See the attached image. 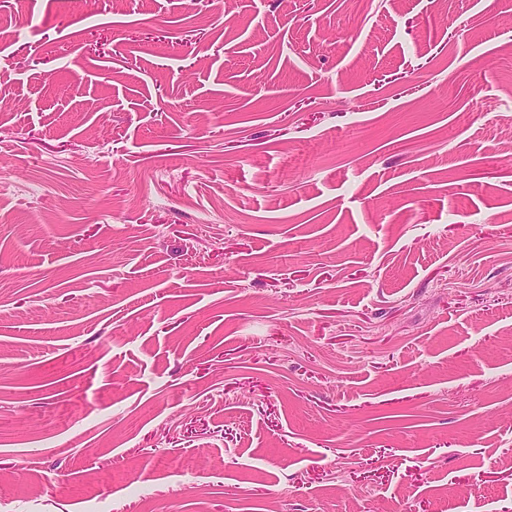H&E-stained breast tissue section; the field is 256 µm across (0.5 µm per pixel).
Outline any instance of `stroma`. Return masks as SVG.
Returning a JSON list of instances; mask_svg holds the SVG:
<instances>
[{
  "mask_svg": "<svg viewBox=\"0 0 512 512\" xmlns=\"http://www.w3.org/2000/svg\"><path fill=\"white\" fill-rule=\"evenodd\" d=\"M0 0V512H512V0Z\"/></svg>",
  "mask_w": 512,
  "mask_h": 512,
  "instance_id": "obj_1",
  "label": "stroma"
}]
</instances>
